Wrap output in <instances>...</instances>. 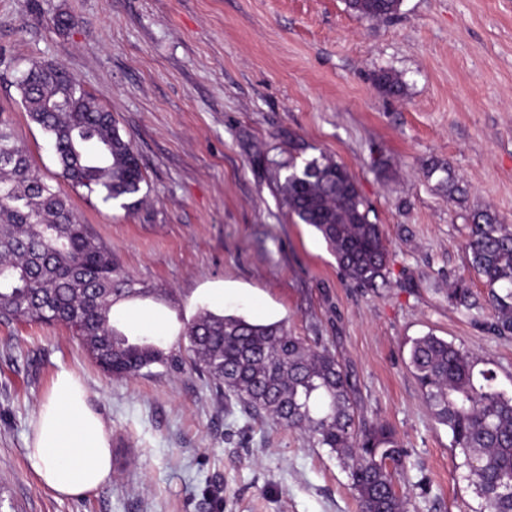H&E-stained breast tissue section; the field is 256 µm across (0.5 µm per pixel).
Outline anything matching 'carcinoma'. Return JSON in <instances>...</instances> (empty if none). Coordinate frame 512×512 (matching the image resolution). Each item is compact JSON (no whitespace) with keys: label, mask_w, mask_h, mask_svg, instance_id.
Returning a JSON list of instances; mask_svg holds the SVG:
<instances>
[{"label":"carcinoma","mask_w":512,"mask_h":512,"mask_svg":"<svg viewBox=\"0 0 512 512\" xmlns=\"http://www.w3.org/2000/svg\"><path fill=\"white\" fill-rule=\"evenodd\" d=\"M367 20L389 18L402 0H346ZM376 87L404 94L401 79L382 70ZM29 119L52 143L60 175L104 203L130 210L145 179L130 141L112 113L100 106L61 65L31 64L17 83ZM288 212L312 226L328 244L346 279L374 288L385 279L388 249L380 225L369 220L357 184L343 166L320 155L297 166L270 161ZM456 189L448 163L433 160L427 176ZM466 249L470 267L489 288L488 329L512 337V228L497 215L473 216ZM138 294L116 260L83 224L60 189L31 163L0 120V314L66 325L83 350L108 374L123 378L160 365L171 371L191 361L215 389L235 397L251 414L302 432L347 472L359 512H408L394 473L407 452L394 431L368 424L357 413L355 385L327 347H312L281 323L200 311L181 333L184 349L164 352L146 338L131 342L111 322L117 298ZM448 304L477 306L457 279ZM409 366L426 405L448 427L474 487L478 512H512V395L496 385L482 360L427 333L410 340Z\"/></svg>","instance_id":"obj_1"}]
</instances>
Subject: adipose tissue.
<instances>
[{
  "label": "adipose tissue",
  "mask_w": 512,
  "mask_h": 512,
  "mask_svg": "<svg viewBox=\"0 0 512 512\" xmlns=\"http://www.w3.org/2000/svg\"><path fill=\"white\" fill-rule=\"evenodd\" d=\"M31 426L29 465L56 495L83 496L111 481L112 427L72 373L57 375L50 398L39 406Z\"/></svg>",
  "instance_id": "adipose-tissue-1"
}]
</instances>
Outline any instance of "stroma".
<instances>
[{"label":"stroma","mask_w":512,"mask_h":512,"mask_svg":"<svg viewBox=\"0 0 512 512\" xmlns=\"http://www.w3.org/2000/svg\"><path fill=\"white\" fill-rule=\"evenodd\" d=\"M77 17L59 30V14ZM0 119L142 294L112 308L129 339L177 347L201 309L327 346L357 412L406 448L409 512L480 500L408 367L433 333L491 362L512 393V338L488 334L468 264L471 214L512 225V0H403L367 21L345 0H0ZM62 65L114 115L145 198L126 210L73 190L20 104L31 62ZM388 70L402 97L379 91ZM323 155L354 177L387 241L386 280L346 279L283 205L271 160ZM449 163L460 190L426 175ZM465 278L479 307L448 303ZM112 426V480L55 496L28 467L30 420L59 372ZM0 512H358L346 472L297 430L252 415L193 367L109 376L60 324L0 319Z\"/></svg>","instance_id":"obj_1"}]
</instances>
